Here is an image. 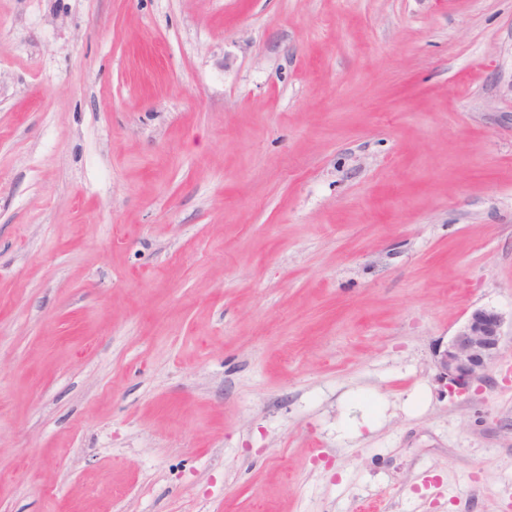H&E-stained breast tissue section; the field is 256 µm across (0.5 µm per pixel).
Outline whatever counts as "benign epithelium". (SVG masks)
Segmentation results:
<instances>
[{"label": "benign epithelium", "mask_w": 512, "mask_h": 512, "mask_svg": "<svg viewBox=\"0 0 512 512\" xmlns=\"http://www.w3.org/2000/svg\"><path fill=\"white\" fill-rule=\"evenodd\" d=\"M504 317L493 308L474 309L439 354L438 367L450 386L464 393L485 378L498 356Z\"/></svg>", "instance_id": "1"}]
</instances>
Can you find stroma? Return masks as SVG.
I'll use <instances>...</instances> for the list:
<instances>
[{"label":"stroma","instance_id":"obj_1","mask_svg":"<svg viewBox=\"0 0 512 512\" xmlns=\"http://www.w3.org/2000/svg\"><path fill=\"white\" fill-rule=\"evenodd\" d=\"M512 0H0V512H512ZM504 317L493 308L474 309L439 354L438 367L454 391L464 393L485 378L498 356Z\"/></svg>","mask_w":512,"mask_h":512}]
</instances>
